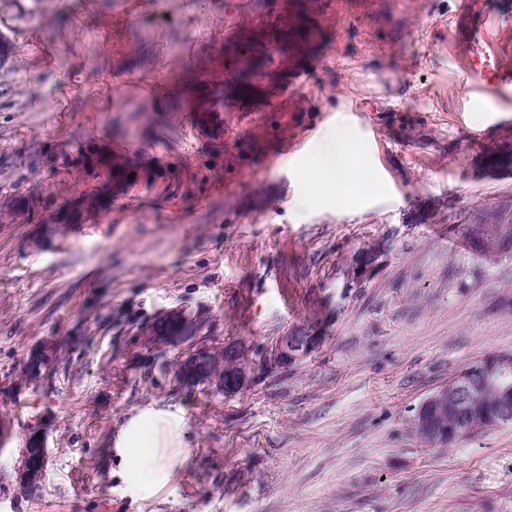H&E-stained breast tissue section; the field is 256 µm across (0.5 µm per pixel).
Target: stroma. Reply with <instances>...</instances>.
I'll return each instance as SVG.
<instances>
[{
    "label": "stroma",
    "instance_id": "obj_1",
    "mask_svg": "<svg viewBox=\"0 0 512 512\" xmlns=\"http://www.w3.org/2000/svg\"><path fill=\"white\" fill-rule=\"evenodd\" d=\"M0 0V512H512V425L447 448L418 438L420 403L469 362L512 351V0H404L340 15L330 0H242L251 43L226 41V0ZM307 69L289 119L204 140L212 93L270 104ZM310 137L279 159L287 127ZM348 127L374 184L344 206L309 178ZM136 145L127 155L115 146ZM133 180L116 186L124 171ZM380 245L368 270L355 255ZM169 310L259 362L272 337L322 320L291 368L232 398L177 386L141 333ZM59 360L32 384L33 349ZM149 413L158 482L128 457ZM45 427L41 498L14 480ZM475 245H481L483 254L491 252V244L493 249L497 250L498 244L502 241L510 240L512 242V225L486 224L478 226L475 233L472 234Z\"/></svg>",
    "mask_w": 512,
    "mask_h": 512
}]
</instances>
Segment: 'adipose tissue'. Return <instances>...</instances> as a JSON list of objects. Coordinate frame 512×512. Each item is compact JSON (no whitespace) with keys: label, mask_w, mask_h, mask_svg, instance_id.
<instances>
[{"label":"adipose tissue","mask_w":512,"mask_h":512,"mask_svg":"<svg viewBox=\"0 0 512 512\" xmlns=\"http://www.w3.org/2000/svg\"><path fill=\"white\" fill-rule=\"evenodd\" d=\"M316 193L334 197L337 204H345L351 186L372 182L368 169L357 166L351 148V138L344 129H337L321 155L318 172L311 176Z\"/></svg>","instance_id":"ef3b65f1"}]
</instances>
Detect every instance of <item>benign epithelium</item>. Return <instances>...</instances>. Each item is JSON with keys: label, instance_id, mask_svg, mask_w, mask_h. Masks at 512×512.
Segmentation results:
<instances>
[{"label": "benign epithelium", "instance_id": "1", "mask_svg": "<svg viewBox=\"0 0 512 512\" xmlns=\"http://www.w3.org/2000/svg\"><path fill=\"white\" fill-rule=\"evenodd\" d=\"M167 321L173 327L156 343L161 349L181 350L178 360L179 369L173 374L174 382L182 387L195 388L204 385L224 393V396L235 397L253 384L255 368L243 367L238 371H226L224 376L210 373L209 363L212 359L222 357L224 360H236L245 353L240 343H222L216 340H205L201 336L204 324L184 312L176 310L166 313ZM317 349L315 338L308 335L306 327L296 325L274 337L270 343L269 353L264 358L263 366L274 368L308 357ZM498 389L505 395L497 408V417L506 420L512 417V403L506 399L512 390V354L491 353L487 355L480 367L467 380H450L426 398L416 412L417 423L424 427L430 423L433 411L454 402L457 410L472 409L485 389ZM44 464L28 461V452H23L16 468V483L19 490L35 492L42 486Z\"/></svg>", "mask_w": 512, "mask_h": 512}]
</instances>
